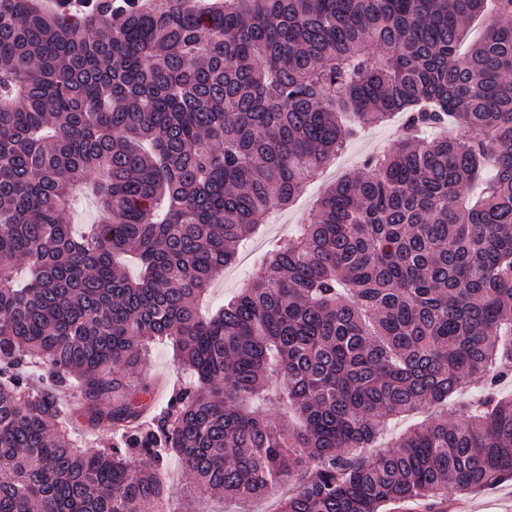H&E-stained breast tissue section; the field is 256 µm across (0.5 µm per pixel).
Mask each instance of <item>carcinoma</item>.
Instances as JSON below:
<instances>
[{"label": "carcinoma", "instance_id": "1", "mask_svg": "<svg viewBox=\"0 0 512 512\" xmlns=\"http://www.w3.org/2000/svg\"><path fill=\"white\" fill-rule=\"evenodd\" d=\"M396 112L367 173L201 314L239 246ZM83 188L102 218L75 235ZM161 338L193 385L159 410L129 371ZM274 375L299 431L243 406ZM511 377L512 0H0V512H151L171 456L193 501L436 504L512 481ZM467 384L458 419L367 454Z\"/></svg>", "mask_w": 512, "mask_h": 512}]
</instances>
